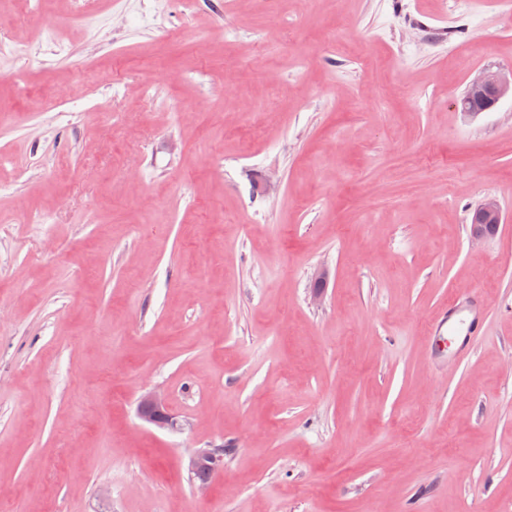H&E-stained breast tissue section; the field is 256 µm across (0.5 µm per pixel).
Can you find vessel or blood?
<instances>
[{
  "label": "vessel or blood",
  "instance_id": "1",
  "mask_svg": "<svg viewBox=\"0 0 512 512\" xmlns=\"http://www.w3.org/2000/svg\"><path fill=\"white\" fill-rule=\"evenodd\" d=\"M484 309L480 298L465 294L443 305L428 325L426 343L436 366L465 360L475 349Z\"/></svg>",
  "mask_w": 512,
  "mask_h": 512
}]
</instances>
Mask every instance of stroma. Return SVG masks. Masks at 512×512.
Listing matches in <instances>:
<instances>
[{
  "label": "stroma",
  "instance_id": "1",
  "mask_svg": "<svg viewBox=\"0 0 512 512\" xmlns=\"http://www.w3.org/2000/svg\"><path fill=\"white\" fill-rule=\"evenodd\" d=\"M42 2L0 0L5 512H512V97L454 105L512 68V15ZM473 288L475 352L434 368ZM509 93L512 96V69L484 68L470 81L459 105L470 114L484 112ZM484 309L480 298L464 294L443 305L428 325L426 343L431 359L437 367L448 363V356L456 360L469 358L475 349V336H480ZM448 342L452 348L448 352ZM165 408L163 396L154 389L144 391L138 399V413L140 418L148 424L160 429H181L182 425L170 414L156 416L149 412L150 409ZM204 463H209L214 469L221 470L224 465V455L221 446L208 445L204 448H196L190 453L188 472L190 476L194 474L193 481L195 484L202 485L209 483L216 473V471L208 467L197 469L199 465Z\"/></svg>",
  "mask_w": 512,
  "mask_h": 512
}]
</instances>
